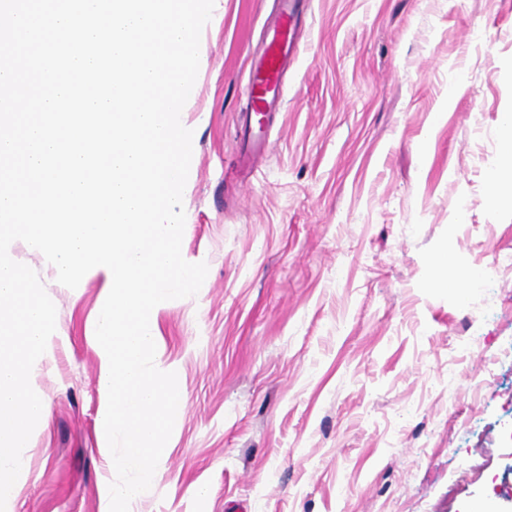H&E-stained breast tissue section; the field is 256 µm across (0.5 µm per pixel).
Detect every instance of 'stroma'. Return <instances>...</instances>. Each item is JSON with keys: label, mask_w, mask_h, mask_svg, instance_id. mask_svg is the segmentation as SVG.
Returning <instances> with one entry per match:
<instances>
[{"label": "stroma", "mask_w": 512, "mask_h": 512, "mask_svg": "<svg viewBox=\"0 0 512 512\" xmlns=\"http://www.w3.org/2000/svg\"><path fill=\"white\" fill-rule=\"evenodd\" d=\"M276 4L215 0L201 34L182 248L208 274L156 308L155 363L186 403L129 512H512V209L487 181L512 0H310L268 151L235 179ZM13 254L57 315L34 383L49 418L6 512H109L103 280L70 289L26 243ZM482 267L489 288L468 287Z\"/></svg>", "instance_id": "stroma-1"}]
</instances>
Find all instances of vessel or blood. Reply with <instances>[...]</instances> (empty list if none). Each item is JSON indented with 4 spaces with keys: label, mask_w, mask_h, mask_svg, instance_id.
<instances>
[{
    "label": "vessel or blood",
    "mask_w": 512,
    "mask_h": 512,
    "mask_svg": "<svg viewBox=\"0 0 512 512\" xmlns=\"http://www.w3.org/2000/svg\"><path fill=\"white\" fill-rule=\"evenodd\" d=\"M281 8L273 21L267 45L262 56L250 69L251 112L245 113L240 136L248 146L241 150L238 157L240 171L252 170L258 155L264 152L267 138L264 125L256 115L280 109L282 105L281 76L288 63L299 51L291 37L296 30L299 19L307 9L309 0H279Z\"/></svg>",
    "instance_id": "obj_1"
}]
</instances>
